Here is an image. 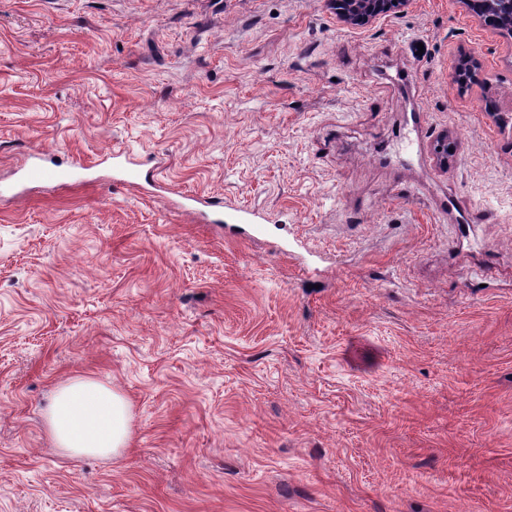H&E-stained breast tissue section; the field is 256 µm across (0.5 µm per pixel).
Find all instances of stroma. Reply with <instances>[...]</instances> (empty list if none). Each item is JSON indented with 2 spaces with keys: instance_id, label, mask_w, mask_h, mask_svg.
<instances>
[{
  "instance_id": "stroma-1",
  "label": "stroma",
  "mask_w": 512,
  "mask_h": 512,
  "mask_svg": "<svg viewBox=\"0 0 512 512\" xmlns=\"http://www.w3.org/2000/svg\"><path fill=\"white\" fill-rule=\"evenodd\" d=\"M36 153L91 182L0 196V512H512V36L461 0H0V186ZM75 376L129 401L120 456L53 445ZM411 0H331L341 22L362 27L391 9L406 7ZM141 164L134 162L124 152L112 153L113 181L138 190H145V184L154 188L153 193H159L161 186L157 185L155 174L151 170L144 171Z\"/></svg>"
}]
</instances>
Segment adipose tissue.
<instances>
[{
  "label": "adipose tissue",
  "instance_id": "obj_1",
  "mask_svg": "<svg viewBox=\"0 0 512 512\" xmlns=\"http://www.w3.org/2000/svg\"><path fill=\"white\" fill-rule=\"evenodd\" d=\"M45 419L55 445L72 457L113 458L130 442L129 402L87 376L71 378L57 388Z\"/></svg>",
  "mask_w": 512,
  "mask_h": 512
}]
</instances>
